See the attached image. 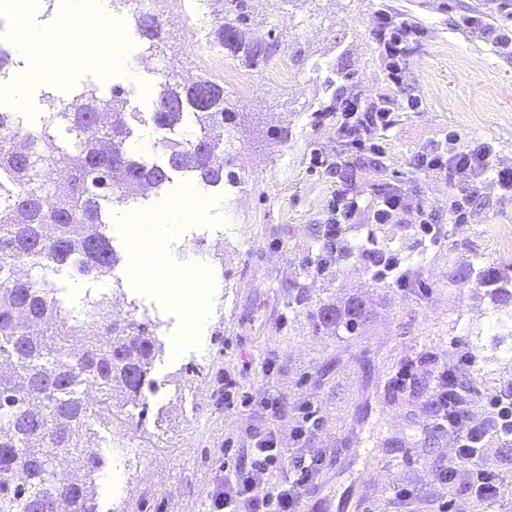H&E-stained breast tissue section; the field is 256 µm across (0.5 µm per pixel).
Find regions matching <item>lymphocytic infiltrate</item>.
Masks as SVG:
<instances>
[{
  "label": "lymphocytic infiltrate",
  "instance_id": "1",
  "mask_svg": "<svg viewBox=\"0 0 512 512\" xmlns=\"http://www.w3.org/2000/svg\"><path fill=\"white\" fill-rule=\"evenodd\" d=\"M486 3V12L459 16L456 25L490 41L499 53L512 55V0ZM372 33L385 79L397 96L364 114L359 111L362 94L355 86H348L337 97L336 109L348 120L349 146L359 151L375 149L378 131L393 125L395 112H419L424 108L418 89L407 83L405 77L411 69L413 49L425 36V29L407 15L382 8L375 14ZM497 156L494 143L456 130L418 154V165L447 182L450 188L449 223H468V202L478 188L488 185L501 195L512 197V167L501 165ZM326 221L336 230L345 224H417L431 241H438L440 235L432 214L399 186L386 189L367 202L337 191L329 204ZM434 404L439 426L453 433L456 440V452L439 472V480L463 476L473 498L494 501L500 494L501 475L496 468L487 466L483 458L492 439H512V417H502L494 410L476 422L455 418L448 376L443 372L437 376ZM299 410L309 422L318 416L317 406L308 400L302 402ZM309 422L296 427L289 448L282 447L278 429L271 421L254 435L244 456L220 449L208 512H304L307 494L318 483L325 457L324 449L311 445ZM465 460L470 467L459 472L458 466Z\"/></svg>",
  "mask_w": 512,
  "mask_h": 512
}]
</instances>
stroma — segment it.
Segmentation results:
<instances>
[{"label": "stroma", "mask_w": 512, "mask_h": 512, "mask_svg": "<svg viewBox=\"0 0 512 512\" xmlns=\"http://www.w3.org/2000/svg\"><path fill=\"white\" fill-rule=\"evenodd\" d=\"M480 6L481 0H452L447 9L440 0H254L249 35L278 40L293 73L273 85L259 65L248 94L225 85L227 103L244 120L229 127L224 139L226 169L235 178L224 217L214 222L224 234L188 239L176 230L170 236L172 258L207 256L216 271L208 289L224 297L223 306L207 309L206 346L198 354L178 347V314L169 298L144 299L132 288L124 273L130 241L123 231L110 232L118 257L113 296L129 301L132 316L148 324L160 351L144 407L119 396L109 420L93 421L107 459L99 479L100 512H110L116 500L132 506L141 499L147 512H207L210 458L228 445L246 447L265 422L261 403L270 394L279 402L275 423L287 448L299 403L309 398L320 408L311 445L325 449L326 457L311 492L312 512H404L393 497L399 485L420 488L418 512H436L444 502L451 512L472 505L463 480H456L451 495L437 478L454 453V439L433 425L435 384L415 394L403 372L424 364L468 378L478 417L512 382V312L493 309L484 290L464 279L480 257L500 267L512 264V197L485 188L471 199L469 223L452 224L447 183L416 166L420 151L455 129L496 142L500 163L512 167V57L454 26L456 16ZM152 7L168 22L164 53L146 69H114L111 80L128 111L137 114V132L152 123L159 73L223 83L219 63L231 57L219 47L209 57L190 51L194 18L184 0H154ZM383 7L428 31L407 76L426 106L397 113L394 126L379 135L382 153L354 155L353 175L345 179L314 167L311 157L317 151L333 157L344 148L337 118L328 112L338 87L356 84L367 106L393 93L371 35ZM84 57L80 41L59 43L56 101L96 85ZM394 179L423 201L445 234L432 245L423 242L418 225L386 226L389 251L404 266L417 267L420 284L397 287L352 261L307 274L311 227L324 223L332 191L367 200ZM212 195L191 173L174 172L146 206L177 197L203 204ZM296 282L316 300H364L367 319L344 341L314 333L306 310L288 307ZM474 352L481 358L476 365L470 362ZM228 374L251 397L249 410L225 408L220 395ZM132 443L142 448V459L128 458Z\"/></svg>", "instance_id": "1"}]
</instances>
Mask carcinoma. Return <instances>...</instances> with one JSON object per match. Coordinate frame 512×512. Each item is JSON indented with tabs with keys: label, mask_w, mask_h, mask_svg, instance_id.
Returning <instances> with one entry per match:
<instances>
[{
	"label": "carcinoma",
	"mask_w": 512,
	"mask_h": 512,
	"mask_svg": "<svg viewBox=\"0 0 512 512\" xmlns=\"http://www.w3.org/2000/svg\"><path fill=\"white\" fill-rule=\"evenodd\" d=\"M233 22L213 31L214 41L250 64L279 51L275 40L248 38L251 0H224ZM146 51L161 49L159 16H135ZM153 122L171 135L159 141L163 166H148L130 151V122L120 91L108 97L88 90L71 106L51 111L50 126L26 140L10 113L0 111V512H98L95 479L106 466L90 416L112 415L115 394L138 405L151 387L159 351L146 324L112 319L101 296L65 315L56 294L38 277L18 278L27 262L67 268L75 277L106 278L117 262L108 234L112 205L144 197L172 171L194 174L206 186L224 181V130L236 121L224 87L204 77L192 83L161 74ZM71 132L70 146L54 130ZM313 262L336 261L341 242L325 224L312 228ZM362 260L377 267L388 255L377 235L363 242ZM471 273L496 302L512 304V273L477 263ZM311 303L295 283L288 308ZM366 316L363 301L319 302L309 317L314 331L351 335Z\"/></svg>",
	"instance_id": "1"
}]
</instances>
